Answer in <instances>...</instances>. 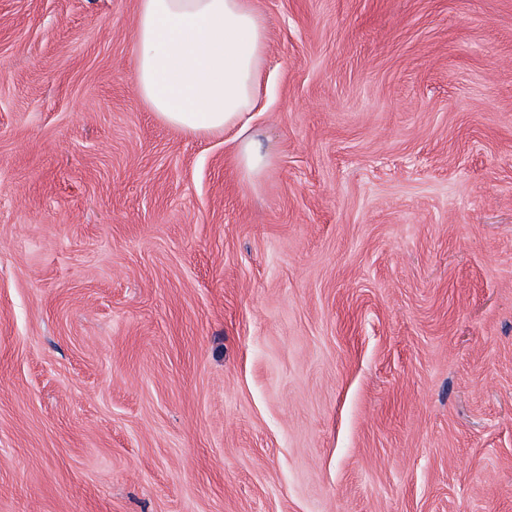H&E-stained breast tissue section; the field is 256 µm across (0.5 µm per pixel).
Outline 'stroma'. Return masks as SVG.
I'll return each instance as SVG.
<instances>
[{"label":"stroma","instance_id":"35a3bbf8","mask_svg":"<svg viewBox=\"0 0 512 512\" xmlns=\"http://www.w3.org/2000/svg\"><path fill=\"white\" fill-rule=\"evenodd\" d=\"M139 0H0V512H512V0H258L232 134ZM133 83L163 123L188 135L236 129L247 179L268 164L251 132L267 52L257 0H140Z\"/></svg>","mask_w":512,"mask_h":512}]
</instances>
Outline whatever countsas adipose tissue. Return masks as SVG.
Returning a JSON list of instances; mask_svg holds the SVG:
<instances>
[{
    "label": "adipose tissue",
    "instance_id": "adipose-tissue-1",
    "mask_svg": "<svg viewBox=\"0 0 512 512\" xmlns=\"http://www.w3.org/2000/svg\"><path fill=\"white\" fill-rule=\"evenodd\" d=\"M133 83L163 123L189 135L234 131L247 179L268 156L251 130L267 52L257 0H139Z\"/></svg>",
    "mask_w": 512,
    "mask_h": 512
}]
</instances>
